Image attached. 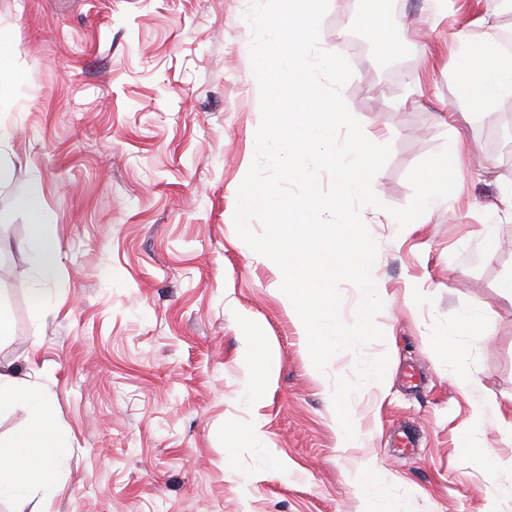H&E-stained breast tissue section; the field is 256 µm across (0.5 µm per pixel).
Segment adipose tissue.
Wrapping results in <instances>:
<instances>
[{"label":"adipose tissue","mask_w":512,"mask_h":512,"mask_svg":"<svg viewBox=\"0 0 512 512\" xmlns=\"http://www.w3.org/2000/svg\"><path fill=\"white\" fill-rule=\"evenodd\" d=\"M459 98L477 112L493 111L497 103L512 97V55L504 53L494 31L478 40L459 35L456 52ZM29 211L27 252L32 267L51 276L58 259L55 227L43 216L35 196L18 199ZM246 382L240 400L252 406L261 394L267 370L280 361L278 353L257 354L250 336H243L239 354ZM20 407L26 412L23 429L7 440L0 439V502L12 504L13 512H25L33 499L53 500L62 489L70 466L65 438L58 428L51 397L39 386L0 365V412Z\"/></svg>","instance_id":"adipose-tissue-1"}]
</instances>
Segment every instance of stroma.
<instances>
[{"label": "stroma", "mask_w": 512, "mask_h": 512, "mask_svg": "<svg viewBox=\"0 0 512 512\" xmlns=\"http://www.w3.org/2000/svg\"><path fill=\"white\" fill-rule=\"evenodd\" d=\"M246 0H0L21 99L0 100V306L12 336L0 363L44 386L71 455L63 491L31 512H362L384 490L398 512H485L491 464L512 460L474 400H512V222L482 249L483 207L512 188V97L462 111L456 34L481 19L512 36L496 0H393L404 40L380 58L366 0H330L318 45L353 75L343 99L391 148L373 180L382 208L361 218L379 249L382 339L317 375L281 272L237 235L238 189L254 159L260 92ZM468 145L461 194L427 223L398 227L410 170L448 141ZM37 192L56 228L50 279L29 265ZM48 304L36 312L33 300ZM485 312L491 343L468 338L473 394L446 362L448 332ZM256 324L280 362L258 401L238 404L241 338ZM383 389H359L365 367ZM351 419L348 447L336 420ZM262 422L268 447L236 439ZM417 447L401 449L402 429ZM234 461L225 464L224 451ZM273 460L260 466L262 452Z\"/></svg>", "instance_id": "stroma-1"}]
</instances>
